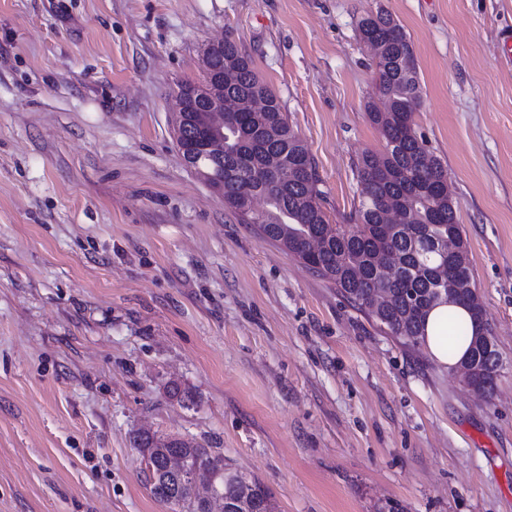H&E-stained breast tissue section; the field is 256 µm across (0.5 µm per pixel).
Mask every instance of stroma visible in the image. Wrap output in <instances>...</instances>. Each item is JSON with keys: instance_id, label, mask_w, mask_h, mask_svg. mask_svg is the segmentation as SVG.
<instances>
[{"instance_id": "obj_1", "label": "stroma", "mask_w": 512, "mask_h": 512, "mask_svg": "<svg viewBox=\"0 0 512 512\" xmlns=\"http://www.w3.org/2000/svg\"><path fill=\"white\" fill-rule=\"evenodd\" d=\"M413 47L500 371L465 388L181 161L175 82L232 37L329 223L383 139L363 10ZM512 0H0V512H178L130 436L195 438L279 512H512ZM185 400L167 394L170 384Z\"/></svg>"}]
</instances>
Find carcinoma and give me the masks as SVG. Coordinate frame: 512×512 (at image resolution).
I'll return each mask as SVG.
<instances>
[{
	"label": "carcinoma",
	"mask_w": 512,
	"mask_h": 512,
	"mask_svg": "<svg viewBox=\"0 0 512 512\" xmlns=\"http://www.w3.org/2000/svg\"><path fill=\"white\" fill-rule=\"evenodd\" d=\"M357 29L375 49V69L384 106L366 105L370 122L384 140L379 153L364 152L354 164L360 188L356 223L330 224L320 205L313 160L271 89L252 70V62L229 36L224 52L202 58L201 78L175 84V99L192 92L203 98L208 77L224 74V100L245 104L259 98L264 111L245 108L228 112L224 131L235 149L206 161L201 179L212 174L223 180L224 205L243 222L259 228L263 238L279 243L318 276L331 282L356 309L365 311L406 346L420 344L429 311L458 304L470 312L471 323L448 311V352L469 341L466 357L475 376L491 395L496 388L500 355L496 344L478 339L473 328L484 315L471 291L472 272L467 245L457 221L448 170L429 154L417 135L414 114L421 105V85L413 46L400 23L383 7L364 11ZM207 114H196L189 126L173 131L176 146L191 144ZM261 198L264 207L245 212L244 197ZM402 216L389 224L384 213ZM448 237L457 251L444 255L437 245ZM321 247L312 251V241ZM390 266L392 271L384 272ZM467 286L463 297L472 305L448 299V286ZM133 447L146 460L154 498L173 504L180 512H200L213 480L221 475L224 500L231 512H276L270 490L257 478H248L224 463V454L203 447L193 438L159 436L146 430L132 437ZM171 456L186 460L191 479L166 469Z\"/></svg>",
	"instance_id": "1"
}]
</instances>
